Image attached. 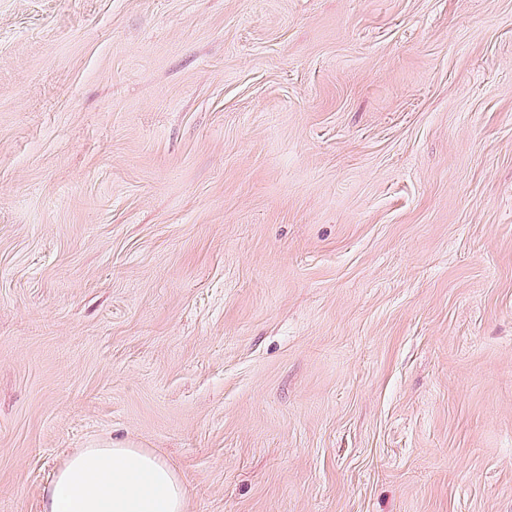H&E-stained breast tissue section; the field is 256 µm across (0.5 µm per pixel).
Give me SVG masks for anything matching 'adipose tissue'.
I'll list each match as a JSON object with an SVG mask.
<instances>
[{"instance_id": "ef3b65f1", "label": "adipose tissue", "mask_w": 512, "mask_h": 512, "mask_svg": "<svg viewBox=\"0 0 512 512\" xmlns=\"http://www.w3.org/2000/svg\"><path fill=\"white\" fill-rule=\"evenodd\" d=\"M177 472L153 452L119 445L71 455L45 491L44 512H187Z\"/></svg>"}]
</instances>
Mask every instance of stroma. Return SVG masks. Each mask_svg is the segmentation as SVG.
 <instances>
[{"instance_id": "35a3bbf8", "label": "stroma", "mask_w": 512, "mask_h": 512, "mask_svg": "<svg viewBox=\"0 0 512 512\" xmlns=\"http://www.w3.org/2000/svg\"><path fill=\"white\" fill-rule=\"evenodd\" d=\"M115 443L512 512V0H0V512Z\"/></svg>"}]
</instances>
